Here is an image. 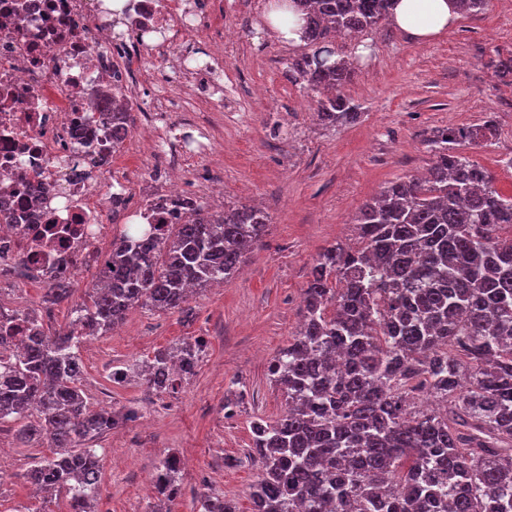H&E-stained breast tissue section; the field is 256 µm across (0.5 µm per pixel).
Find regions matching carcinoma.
Masks as SVG:
<instances>
[{
	"label": "carcinoma",
	"instance_id": "carcinoma-1",
	"mask_svg": "<svg viewBox=\"0 0 512 512\" xmlns=\"http://www.w3.org/2000/svg\"><path fill=\"white\" fill-rule=\"evenodd\" d=\"M392 0H283L301 14L306 52L288 79L317 97L333 127L359 113L343 89L355 76L336 38L357 39L390 15ZM495 125L436 131V160L421 177L390 183L354 217L356 243L315 259L302 321L268 366L285 409L251 422L253 512H512V196L452 151L489 140ZM262 208L199 209L188 224H136L112 242L84 314L52 336L31 311L14 310L30 335H0V424L56 449L23 474L37 491L62 494L66 512H97L102 454L90 444L136 418L94 407L81 388L82 343L120 326L127 312L185 309L191 291L224 283L262 242ZM60 277L46 301L69 297ZM184 339L112 372L159 394L177 391L205 353ZM154 498L173 512L183 464L155 467ZM199 512H237L205 493Z\"/></svg>",
	"mask_w": 512,
	"mask_h": 512
}]
</instances>
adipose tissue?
Wrapping results in <instances>:
<instances>
[{"label": "adipose tissue", "instance_id": "obj_1", "mask_svg": "<svg viewBox=\"0 0 512 512\" xmlns=\"http://www.w3.org/2000/svg\"><path fill=\"white\" fill-rule=\"evenodd\" d=\"M459 16L456 0H393V25L419 42H425L452 25Z\"/></svg>", "mask_w": 512, "mask_h": 512}]
</instances>
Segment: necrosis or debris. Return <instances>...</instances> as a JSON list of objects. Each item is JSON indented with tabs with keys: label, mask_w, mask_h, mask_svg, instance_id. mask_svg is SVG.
Returning <instances> with one entry per match:
<instances>
[{
	"label": "necrosis or debris",
	"mask_w": 512,
	"mask_h": 512,
	"mask_svg": "<svg viewBox=\"0 0 512 512\" xmlns=\"http://www.w3.org/2000/svg\"><path fill=\"white\" fill-rule=\"evenodd\" d=\"M115 31L103 0H0V270L50 284L105 259L121 225L191 221L203 204L182 185L214 153L169 127L199 126L219 54L206 30L224 0H120ZM149 56L152 68L135 67ZM128 139L148 137L167 191L139 204L112 166V103Z\"/></svg>",
	"instance_id": "1"
}]
</instances>
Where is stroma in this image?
<instances>
[{
    "label": "stroma",
    "instance_id": "1",
    "mask_svg": "<svg viewBox=\"0 0 512 512\" xmlns=\"http://www.w3.org/2000/svg\"><path fill=\"white\" fill-rule=\"evenodd\" d=\"M225 25H239L225 42L214 95L237 84L239 97L223 111L203 115L219 152L197 181H220L224 201L261 204L272 219L267 236L240 272L223 286L195 294L185 311L159 313L136 307L111 334L80 348L82 388L95 405L130 406L137 421L100 438L104 466L100 512H151L148 482L170 451L186 461L175 512H197L196 494L209 488L252 512L249 496L257 470L248 453L254 417L273 421L285 408L267 378L270 359L287 345L302 319V293L318 254L350 241L359 207L390 182L418 175L435 160L438 128L493 120L496 136L453 150L484 167L496 188L512 193V82L488 68L490 57L512 55V0H489L480 14L461 15L426 43L409 39L390 22L362 46L347 42L356 74L345 94L359 120L337 129L309 112L311 94L288 78V63L303 48L266 31L268 0H236ZM90 267L73 278L70 298L45 306V287L23 281L0 289V304L30 307L51 330L68 326L98 278ZM187 337L203 339L206 353L177 393L159 394L141 380L111 381L114 368L135 363ZM246 395L234 417L224 397ZM17 423L0 424V512H61L59 499L34 494L22 475L33 458L50 455L47 441L29 445L16 437Z\"/></svg>",
    "mask_w": 512,
    "mask_h": 512
}]
</instances>
